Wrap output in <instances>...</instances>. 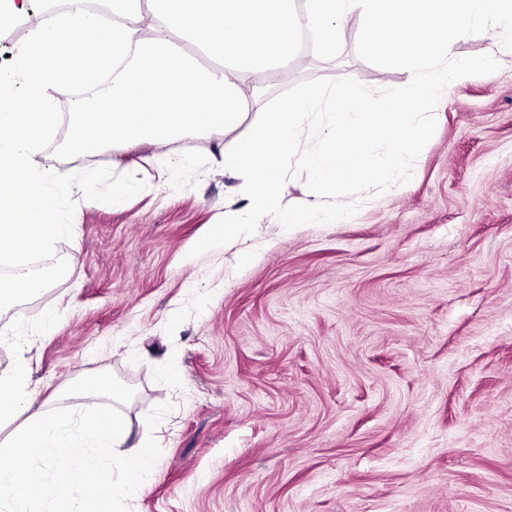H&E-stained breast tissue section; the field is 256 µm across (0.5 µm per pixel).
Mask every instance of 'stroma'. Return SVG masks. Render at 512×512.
Instances as JSON below:
<instances>
[{"mask_svg":"<svg viewBox=\"0 0 512 512\" xmlns=\"http://www.w3.org/2000/svg\"><path fill=\"white\" fill-rule=\"evenodd\" d=\"M360 27L344 22L336 59L306 47L252 74L234 130L126 146L144 190H73L67 275L0 311V327L61 315L23 344L36 405L81 409L64 391L91 373L134 388L119 410L161 455L130 512H512V51L444 90L410 180L346 223L285 233L270 215L189 255L246 207L219 150L268 100L317 78L409 80L357 56Z\"/></svg>","mask_w":512,"mask_h":512,"instance_id":"stroma-1","label":"stroma"}]
</instances>
